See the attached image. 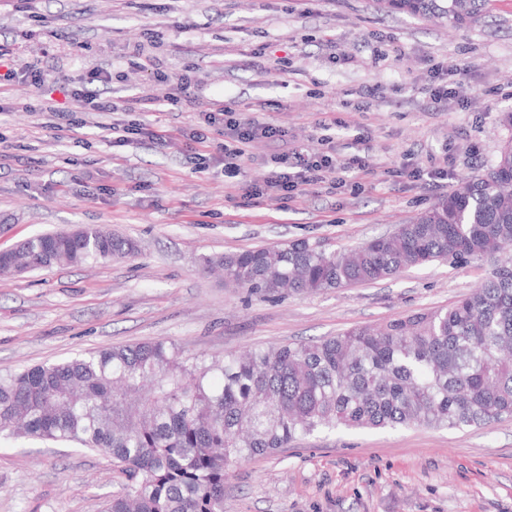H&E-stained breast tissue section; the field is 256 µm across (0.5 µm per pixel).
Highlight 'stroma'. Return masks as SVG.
Instances as JSON below:
<instances>
[{
  "label": "stroma",
  "mask_w": 512,
  "mask_h": 512,
  "mask_svg": "<svg viewBox=\"0 0 512 512\" xmlns=\"http://www.w3.org/2000/svg\"><path fill=\"white\" fill-rule=\"evenodd\" d=\"M147 14L124 0H0V44L18 67L47 73L42 87L17 79L19 110L0 112V251L82 224L130 239L134 252L106 264L0 274V374L60 362L79 352L164 338L207 356L248 346L299 343L445 308L484 280L489 260L433 263L374 283L279 299L248 296L203 271L200 259L308 240L354 248L408 223L482 174L512 139V0H490L485 18L459 31L378 10L375 0H155ZM182 30H175V23ZM171 26L172 74L196 69L201 101L234 100L288 131L287 142L254 140L248 177L293 149L367 157L357 184L285 200L243 199L216 148L194 169L183 131L193 112L159 113L170 142L124 146L97 129L58 71L101 64L120 98L158 92L127 53L146 28ZM69 39L57 41L55 31ZM263 45L284 72L253 66ZM466 69L447 97L428 60ZM378 86L371 99L361 90ZM47 99L79 133L47 129ZM331 128H319L322 117ZM368 132L352 145L356 130ZM431 181L392 175L400 163ZM124 482L110 457L68 444L0 437V512H103ZM224 512H512V418L461 430L427 426L322 431L282 452L231 465Z\"/></svg>",
  "instance_id": "1"
}]
</instances>
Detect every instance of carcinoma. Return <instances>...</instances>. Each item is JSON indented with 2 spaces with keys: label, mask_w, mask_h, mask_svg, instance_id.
<instances>
[{
  "label": "carcinoma",
  "mask_w": 512,
  "mask_h": 512,
  "mask_svg": "<svg viewBox=\"0 0 512 512\" xmlns=\"http://www.w3.org/2000/svg\"><path fill=\"white\" fill-rule=\"evenodd\" d=\"M490 0H377L464 28ZM134 251L95 225L0 256V273L104 264ZM507 259L445 309L335 336L186 355L155 339L0 376V434L70 441L112 456L127 484L104 512H224L229 465L336 427L462 428L512 418V140L481 175L354 250L307 240L205 255L251 295L314 293L436 261Z\"/></svg>",
  "instance_id": "1"
}]
</instances>
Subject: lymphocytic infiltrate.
I'll return each mask as SVG.
<instances>
[{
    "instance_id": "obj_1",
    "label": "lymphocytic infiltrate",
    "mask_w": 512,
    "mask_h": 512,
    "mask_svg": "<svg viewBox=\"0 0 512 512\" xmlns=\"http://www.w3.org/2000/svg\"><path fill=\"white\" fill-rule=\"evenodd\" d=\"M145 37L146 45H134L129 55L136 58L140 69L152 72L160 83L168 85V92L161 96L151 93L120 100L102 96L98 90L84 94L92 111L112 115L108 129L115 135V145L123 146L136 140L166 145L170 140L168 132L159 122L148 120V113L163 111L168 106L187 107L198 112L201 118L189 134L190 141L206 148L214 135H221L224 142L219 151L225 172L242 176L246 148L250 143L259 138L281 141L287 137V130L265 121L256 113L244 112L236 102L215 100L200 105L194 93L196 76L193 71H185L173 81L163 69L158 50L171 44L165 32L150 28ZM358 170L369 174L373 168L360 156L341 158L330 150L314 155L293 152L278 157L276 167L264 173L261 179L245 180L243 196L253 200L265 192L274 191L288 199L295 192L332 184L335 173L348 174Z\"/></svg>"
}]
</instances>
